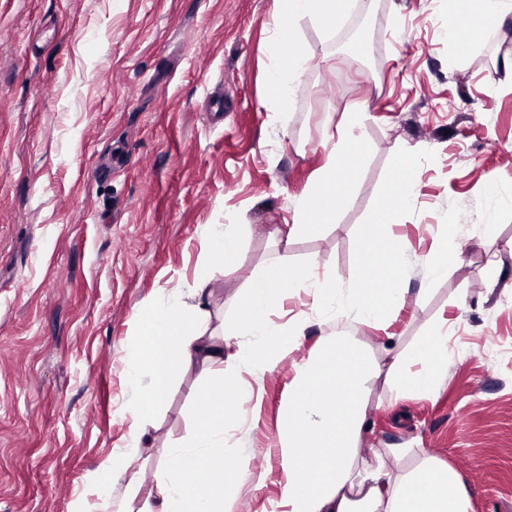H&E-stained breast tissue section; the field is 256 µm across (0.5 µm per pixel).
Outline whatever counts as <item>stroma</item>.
<instances>
[{
  "mask_svg": "<svg viewBox=\"0 0 512 512\" xmlns=\"http://www.w3.org/2000/svg\"><path fill=\"white\" fill-rule=\"evenodd\" d=\"M349 2L365 23L358 54H341L339 27L296 26L293 44L313 62L275 137L264 76L278 0H0V512H140L211 378L196 364L174 371L128 463L117 454L131 422L127 359L154 296L193 287L212 254L202 227H243L233 263L213 269L216 326L281 253L344 285L363 279L358 246L404 169L416 189L393 228L400 247L432 254L450 228L457 246L446 278L402 274L390 320L353 330L377 367L357 458L389 465L403 448L411 470L434 457L470 512H512V208L499 203L512 187V18L466 16L457 59L442 0ZM217 98L223 111H210ZM354 113L363 152L334 223L280 242L292 198L327 161L324 128ZM313 303L311 289L289 293L271 320L284 332L307 316L299 346L261 404L244 388L233 404L254 457L234 512L281 499L289 387L336 331ZM440 322L454 355L439 386L392 400L390 343L424 351Z\"/></svg>",
  "mask_w": 512,
  "mask_h": 512,
  "instance_id": "35a3bbf8",
  "label": "stroma"
}]
</instances>
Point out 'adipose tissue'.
<instances>
[{
	"label": "adipose tissue",
	"mask_w": 512,
	"mask_h": 512,
	"mask_svg": "<svg viewBox=\"0 0 512 512\" xmlns=\"http://www.w3.org/2000/svg\"><path fill=\"white\" fill-rule=\"evenodd\" d=\"M283 8L269 36L267 101L272 131L285 130L288 107L309 57L292 44L295 24L306 17L328 26L347 7V0H281ZM361 114H353L332 145L312 190L297 198L298 218L292 230L315 232L333 222L336 198L347 191L361 155L357 131ZM413 193L409 180L394 184L381 209L380 232L370 234L359 251L368 256L367 281L347 288L317 274V262L295 267L279 256L275 275L259 280L243 297L229 328L208 326V284L213 267L203 264L194 288L165 290L151 301L142 334L128 359V405L131 425L120 448L121 457L138 456L147 439V419L164 394L175 368L201 360L214 379L199 395L209 410L194 436L168 448L177 471H158V497L146 512H231L241 496L239 479L249 461L250 440L241 436L234 457L224 453V405L236 398L240 384L262 393L265 379L282 355L295 348L299 336L274 330L270 316L282 307L294 288L315 291L314 310L323 320L350 318L356 325L378 326L404 301L395 277L423 266L429 278L448 273V251L453 236H446L439 251L427 256L406 255L392 238V228ZM427 349L416 356L419 370L395 368L390 395L400 399L411 393H432L436 371L448 361V336L443 325L434 326ZM233 355H225V348ZM371 364L351 336H328L321 355L298 368L288 394L280 453L285 482L280 505L283 512H468L465 494L445 470L434 476L400 474L383 463H357L356 449L367 428L361 408L363 384Z\"/></svg>",
	"instance_id": "obj_1"
}]
</instances>
